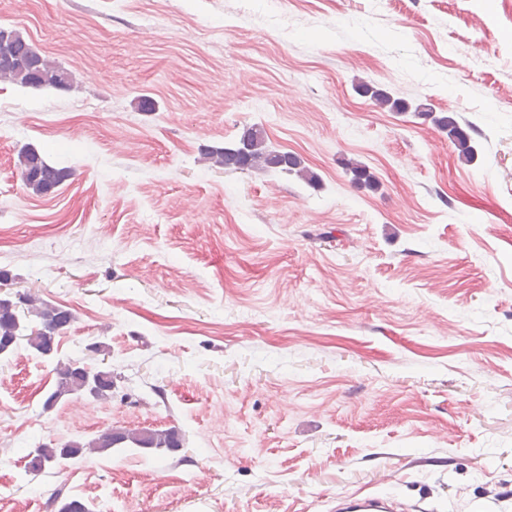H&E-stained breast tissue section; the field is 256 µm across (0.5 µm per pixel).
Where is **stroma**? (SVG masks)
<instances>
[{"label":"stroma","instance_id":"1","mask_svg":"<svg viewBox=\"0 0 512 512\" xmlns=\"http://www.w3.org/2000/svg\"><path fill=\"white\" fill-rule=\"evenodd\" d=\"M0 26L71 75L0 81V269L74 314L61 357L98 340L119 376L47 411L53 363L0 360L1 498L512 512V0H0ZM363 82L469 121L475 160ZM251 124L319 187L203 158ZM27 147L71 168L54 194L25 189ZM121 427L185 443L28 471ZM340 164L346 173L350 175L353 185L368 188H374L377 185L376 177L365 165L354 162L351 159L346 160L345 158H341ZM337 502V512H393L404 510L395 498L375 492L339 498Z\"/></svg>","mask_w":512,"mask_h":512}]
</instances>
